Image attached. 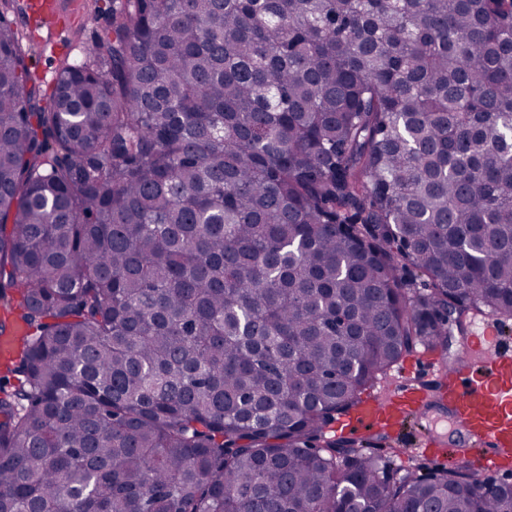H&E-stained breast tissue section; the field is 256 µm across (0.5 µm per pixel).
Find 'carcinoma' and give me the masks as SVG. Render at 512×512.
<instances>
[{
  "mask_svg": "<svg viewBox=\"0 0 512 512\" xmlns=\"http://www.w3.org/2000/svg\"><path fill=\"white\" fill-rule=\"evenodd\" d=\"M14 10L0 512H512L333 434L512 320V3L112 0L47 107Z\"/></svg>",
  "mask_w": 512,
  "mask_h": 512,
  "instance_id": "obj_1",
  "label": "carcinoma"
}]
</instances>
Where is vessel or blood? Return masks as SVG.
Segmentation results:
<instances>
[{
  "label": "vessel or blood",
  "instance_id": "b4317fda",
  "mask_svg": "<svg viewBox=\"0 0 512 512\" xmlns=\"http://www.w3.org/2000/svg\"><path fill=\"white\" fill-rule=\"evenodd\" d=\"M28 10L33 24L26 34L40 43L57 39L78 19L66 0H28ZM419 356L433 370L438 391L428 392L419 382L400 376L388 392L358 405L351 417L354 427L366 434L398 433L417 417L424 423L423 432L411 436L410 445L422 455L438 460L449 447L457 461L477 456L489 467H512V339L484 318L474 321L461 362L447 367L429 351ZM433 402L459 432L456 446H449L447 435L431 422L427 407Z\"/></svg>",
  "mask_w": 512,
  "mask_h": 512
}]
</instances>
